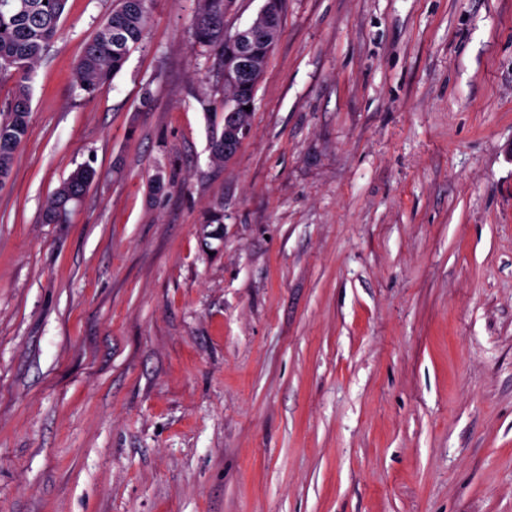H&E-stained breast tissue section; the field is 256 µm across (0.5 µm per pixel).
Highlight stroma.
Instances as JSON below:
<instances>
[{"label": "stroma", "instance_id": "obj_1", "mask_svg": "<svg viewBox=\"0 0 512 512\" xmlns=\"http://www.w3.org/2000/svg\"><path fill=\"white\" fill-rule=\"evenodd\" d=\"M195 6L155 0L88 99L112 0H68L31 82L0 512H512V0H285L221 167ZM112 13L89 39L72 70V80L87 98L112 82L131 51L142 43L153 0H114ZM238 131L239 127L236 124H234L225 128V131L223 126L220 135H218L217 133L213 135L211 141L210 154V160L212 164L218 167L224 166V153L227 155L234 154V152L231 151L233 144L237 142V144L239 145L248 134L249 129L247 134H242L241 137L237 140ZM100 174L89 165L77 167L48 198L42 220L46 224H67L86 192L99 181Z\"/></svg>", "mask_w": 512, "mask_h": 512}]
</instances>
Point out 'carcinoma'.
<instances>
[{
  "instance_id": "carcinoma-1",
  "label": "carcinoma",
  "mask_w": 512,
  "mask_h": 512,
  "mask_svg": "<svg viewBox=\"0 0 512 512\" xmlns=\"http://www.w3.org/2000/svg\"><path fill=\"white\" fill-rule=\"evenodd\" d=\"M67 0H0V84H12L11 97L0 103V185L10 177L19 147L31 122V81L54 42ZM231 0H196L189 24L192 48L215 52L228 78L224 80V112L253 105L252 91L264 70L275 39L257 23L239 43L224 42V15ZM153 0H114L112 13L89 39L72 70V80L86 97L112 82L131 51L142 43L151 20ZM212 164L224 166V135L211 141ZM100 174L89 165L77 167L48 198L42 220L67 224Z\"/></svg>"
}]
</instances>
